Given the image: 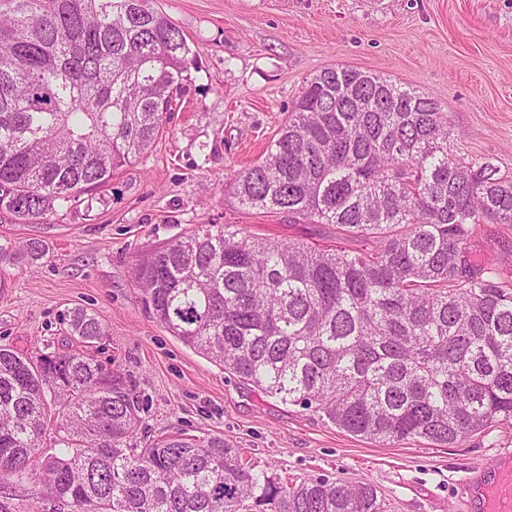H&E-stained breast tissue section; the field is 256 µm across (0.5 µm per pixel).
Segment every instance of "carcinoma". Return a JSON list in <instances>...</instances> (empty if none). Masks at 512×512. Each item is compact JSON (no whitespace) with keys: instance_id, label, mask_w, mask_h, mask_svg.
Returning <instances> with one entry per match:
<instances>
[{"instance_id":"carcinoma-1","label":"carcinoma","mask_w":512,"mask_h":512,"mask_svg":"<svg viewBox=\"0 0 512 512\" xmlns=\"http://www.w3.org/2000/svg\"><path fill=\"white\" fill-rule=\"evenodd\" d=\"M187 39L147 0H0V210L36 223L148 150L188 80ZM448 113L377 74L312 77L244 208L334 224L361 252L202 224L137 266L155 319L212 363L375 442L454 445L512 422V289L480 224H512V176L453 153ZM67 332L104 336L75 307ZM140 398L79 352L0 348V474L33 469L72 512H380L369 483L284 485L224 438L139 445ZM58 444L40 448L52 415Z\"/></svg>"}]
</instances>
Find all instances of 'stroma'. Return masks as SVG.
Instances as JSON below:
<instances>
[{"instance_id":"1","label":"stroma","mask_w":512,"mask_h":512,"mask_svg":"<svg viewBox=\"0 0 512 512\" xmlns=\"http://www.w3.org/2000/svg\"><path fill=\"white\" fill-rule=\"evenodd\" d=\"M193 51L155 143L116 171L90 206L48 221L0 213V346L32 355L85 350L143 403L140 435L223 436L244 460L282 481L326 477L372 484L384 512H471L467 482L512 451V423L453 446L423 439L383 445L320 413L242 383L171 336L141 300L133 269L147 252L202 224L320 246L332 224L240 207L232 175L268 149L307 81L327 68L379 74L435 99L451 143L468 161L512 175V0H151ZM38 242L41 257L24 249ZM471 245L512 285V224H483ZM81 306L105 329L80 347L64 312ZM0 512H69L38 476L0 479Z\"/></svg>"}]
</instances>
